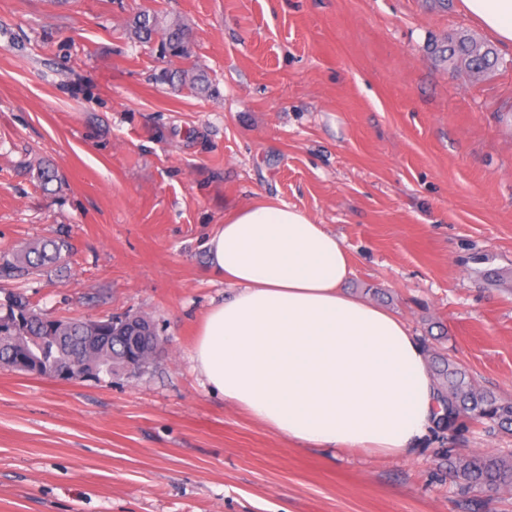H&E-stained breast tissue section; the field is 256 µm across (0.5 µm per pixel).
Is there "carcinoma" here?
Returning a JSON list of instances; mask_svg holds the SVG:
<instances>
[{
  "label": "carcinoma",
  "instance_id": "cac0c4a2",
  "mask_svg": "<svg viewBox=\"0 0 512 512\" xmlns=\"http://www.w3.org/2000/svg\"><path fill=\"white\" fill-rule=\"evenodd\" d=\"M157 15L143 12L135 21V34L149 42L157 33ZM184 29L177 23L165 29L161 47L178 57L187 56ZM448 61L478 78L496 64L492 47L472 37L448 40ZM37 179L44 187L62 183L58 170L41 164ZM71 254L68 239H37L0 259V277L20 279L50 266L67 262ZM0 302V366L46 377L76 381L82 379L81 364L95 377L112 375V362L138 356L149 359L153 350L143 349L129 341L112 339V319L62 320L43 313L21 295L1 289ZM436 382L443 402L439 430L453 437L463 426V419L489 424L499 429L512 428V402L477 390L466 373L452 360L443 359L435 368ZM451 466L463 480L461 491L470 493L482 487L511 488L512 458L501 456L448 457Z\"/></svg>",
  "mask_w": 512,
  "mask_h": 512
}]
</instances>
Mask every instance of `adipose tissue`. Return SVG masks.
<instances>
[{
    "label": "adipose tissue",
    "mask_w": 512,
    "mask_h": 512,
    "mask_svg": "<svg viewBox=\"0 0 512 512\" xmlns=\"http://www.w3.org/2000/svg\"><path fill=\"white\" fill-rule=\"evenodd\" d=\"M512 45V0H463ZM232 289L205 316L192 361L210 391L300 448L414 454L438 417L426 348L400 317L353 297L343 242L265 202L207 242Z\"/></svg>",
    "instance_id": "obj_1"
}]
</instances>
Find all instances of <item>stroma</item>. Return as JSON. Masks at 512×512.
I'll return each mask as SVG.
<instances>
[{
	"mask_svg": "<svg viewBox=\"0 0 512 512\" xmlns=\"http://www.w3.org/2000/svg\"><path fill=\"white\" fill-rule=\"evenodd\" d=\"M144 10L183 26L188 57L139 42ZM456 34L499 66L475 81L434 59ZM264 200L336 234L350 293L512 402V47L463 0H0V255L72 245L5 287L161 338L144 369L98 380L0 367V512H465L447 448L512 454V433L333 455L202 385L191 352L226 290L205 243Z\"/></svg>",
	"mask_w": 512,
	"mask_h": 512,
	"instance_id": "obj_1",
	"label": "stroma"
}]
</instances>
